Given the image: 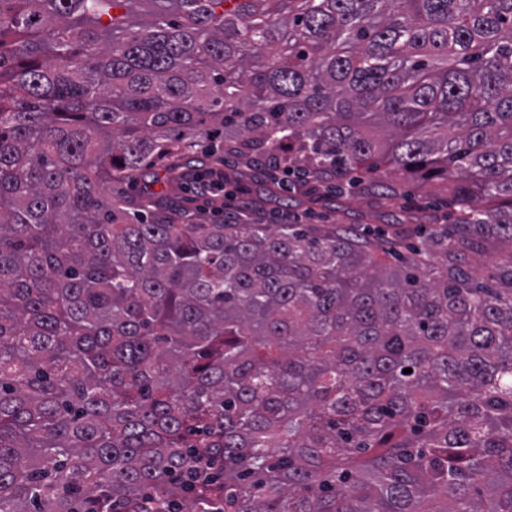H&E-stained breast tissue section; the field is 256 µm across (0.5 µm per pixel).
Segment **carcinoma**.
I'll list each match as a JSON object with an SVG mask.
<instances>
[{"instance_id":"carcinoma-1","label":"carcinoma","mask_w":512,"mask_h":512,"mask_svg":"<svg viewBox=\"0 0 512 512\" xmlns=\"http://www.w3.org/2000/svg\"><path fill=\"white\" fill-rule=\"evenodd\" d=\"M218 131L457 233L387 270L103 194ZM113 506L512 512V0H0V512Z\"/></svg>"}]
</instances>
